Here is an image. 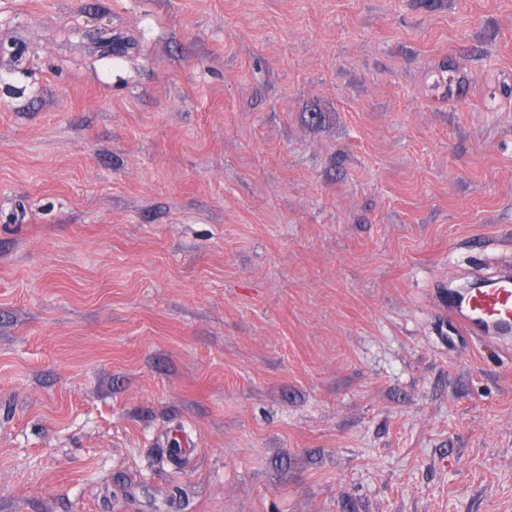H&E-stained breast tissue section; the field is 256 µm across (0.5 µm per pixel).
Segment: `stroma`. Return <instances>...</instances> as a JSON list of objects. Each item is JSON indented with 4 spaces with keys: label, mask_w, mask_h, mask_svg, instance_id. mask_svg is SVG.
<instances>
[{
    "label": "stroma",
    "mask_w": 512,
    "mask_h": 512,
    "mask_svg": "<svg viewBox=\"0 0 512 512\" xmlns=\"http://www.w3.org/2000/svg\"><path fill=\"white\" fill-rule=\"evenodd\" d=\"M512 0H0V512H512ZM463 285L448 290V319L443 324L448 348L468 337L478 336L502 346L512 339V266L486 268L477 265L466 271Z\"/></svg>",
    "instance_id": "obj_1"
}]
</instances>
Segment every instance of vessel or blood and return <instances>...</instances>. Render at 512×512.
I'll use <instances>...</instances> for the list:
<instances>
[{"label":"vessel or blood","instance_id":"b4317fda","mask_svg":"<svg viewBox=\"0 0 512 512\" xmlns=\"http://www.w3.org/2000/svg\"><path fill=\"white\" fill-rule=\"evenodd\" d=\"M467 281L448 292L449 345L472 336L512 344V265L470 268Z\"/></svg>","mask_w":512,"mask_h":512}]
</instances>
